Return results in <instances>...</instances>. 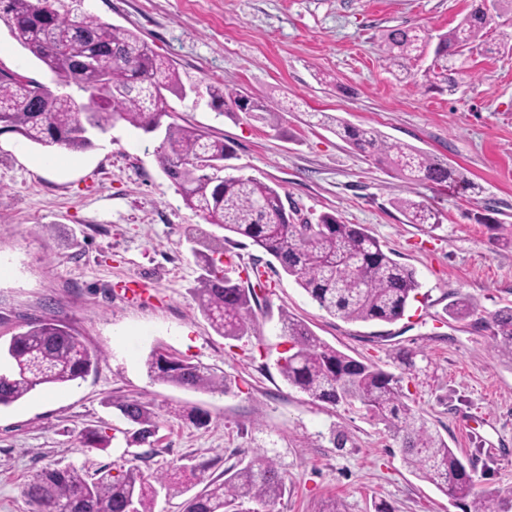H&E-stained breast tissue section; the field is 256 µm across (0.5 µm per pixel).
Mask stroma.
<instances>
[{"label":"stroma","instance_id":"35a3bbf8","mask_svg":"<svg viewBox=\"0 0 512 512\" xmlns=\"http://www.w3.org/2000/svg\"><path fill=\"white\" fill-rule=\"evenodd\" d=\"M472 0H83L82 10L135 31L182 79L270 97L277 125L219 114L208 96L169 97L181 125L204 126L230 148L228 175L278 185L295 223L325 213L363 225L393 259L415 269L419 295L392 323L348 322L311 300L268 255L242 237L226 243L236 281L260 266L256 322L239 339L218 336L195 297L201 268L191 238L205 223L182 202L156 160L161 133L119 122L91 149L49 167L55 149L0 133V346L45 318L71 327L100 359L74 383L42 388L0 407V512H31L23 488L46 467L86 474L138 465L148 473L206 461L211 476L262 446L290 478L276 512H462L405 465L400 441L360 405L312 402L288 385L280 317L304 320L323 341L401 380L406 402L463 460L483 494L512 502V361L490 327L512 307V248L494 243L474 213L492 208L512 225V49L474 56L454 95L397 78L380 48L383 30L455 27ZM0 65L47 86L55 77L0 28ZM327 112L372 127L389 142L447 161L478 191L407 184L307 115ZM437 210L429 229L405 223L394 200ZM465 297L475 312L448 317ZM208 365L229 394L152 381V352ZM150 402L153 446H131L117 401ZM200 409L209 425L187 417ZM94 429L107 448L82 446ZM345 432L336 445L332 434Z\"/></svg>","mask_w":512,"mask_h":512}]
</instances>
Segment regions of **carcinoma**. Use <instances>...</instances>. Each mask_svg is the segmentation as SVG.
Instances as JSON below:
<instances>
[{
  "instance_id": "1",
  "label": "carcinoma",
  "mask_w": 512,
  "mask_h": 512,
  "mask_svg": "<svg viewBox=\"0 0 512 512\" xmlns=\"http://www.w3.org/2000/svg\"><path fill=\"white\" fill-rule=\"evenodd\" d=\"M61 0H0V25L51 72L88 94L89 108L78 111V100L55 97L45 85L21 72L0 66V132L20 135L44 148L72 152L94 146L93 131L118 121L146 133L165 129L156 159L171 178L184 204L226 235L201 242L194 251L203 273L195 295L210 326L220 336L239 338L256 321L259 304L255 287H263L264 272L253 266L256 286L213 270L214 255L224 253L231 236L251 240L273 257L320 308L347 321L400 319L421 284L416 272L399 264L360 224H344L323 214L315 224H285V206L278 190L253 177L227 176L215 181L198 168L199 160H223L229 153L224 138L199 126L172 121L167 95L181 97L186 88L178 69L157 54L135 32L83 12L61 10ZM485 9L471 8L445 33L434 35L419 26H397L381 36L384 60L407 70L406 63L432 53L430 64L415 83L428 89L458 92L471 78L464 50L491 52L485 40L490 24L485 13H497L500 0H486ZM211 103L224 112H243L258 120H276L277 109L242 89L209 86ZM310 117L354 149L390 167L408 184L448 181L475 189L448 163L415 147L388 142L373 128L365 129L325 112ZM394 205L408 224L430 228L440 223L438 212L410 197ZM474 220L494 232L493 240L512 248V225L488 214ZM454 319L469 317L474 308L459 297L446 308ZM497 352L512 361V308L496 312L490 323ZM282 334L291 348L279 364L289 385L314 402L330 405L359 403L372 418L401 437L404 461L418 477L434 485L465 512H503L494 496L475 492L472 476L443 437L404 401L399 380L374 363L356 360L322 341L310 327L287 314ZM4 353L9 370L0 374V406H9L33 391L66 385L85 375L98 361L96 351L67 326L52 319L32 322L14 334ZM149 377L175 387L228 393L230 382L213 368L154 352L147 361ZM133 429L127 441L152 445L157 424L149 403L123 400L113 404ZM208 462L183 464L164 472L144 473L131 465L117 474L101 469L89 477L75 467L45 468L31 476L24 495L35 512H153L159 491L186 493L183 512H274L284 495L288 474L279 457L253 448L241 461L216 478L206 475Z\"/></svg>"
}]
</instances>
